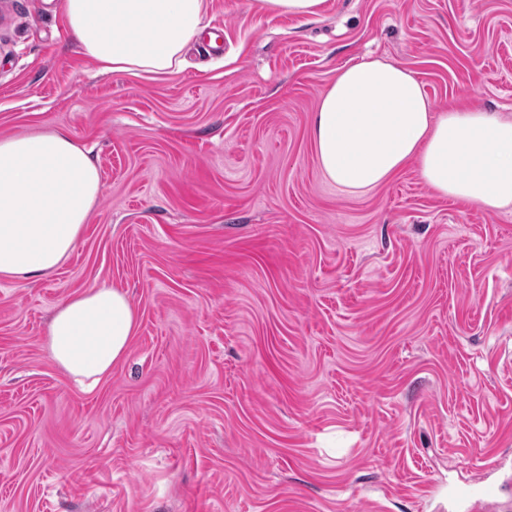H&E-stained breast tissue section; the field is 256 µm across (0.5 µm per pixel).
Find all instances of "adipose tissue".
I'll return each instance as SVG.
<instances>
[{
  "label": "adipose tissue",
  "instance_id": "adipose-tissue-1",
  "mask_svg": "<svg viewBox=\"0 0 512 512\" xmlns=\"http://www.w3.org/2000/svg\"><path fill=\"white\" fill-rule=\"evenodd\" d=\"M71 32L99 73L179 72L207 27L204 0H63ZM324 177L352 192L407 165L438 196L489 211L512 206V117L476 106L434 113L417 74L375 58L339 70L311 119ZM102 192L89 150L57 129L0 139V277L29 280L72 254ZM138 327L127 293L102 287L59 305L47 331L52 361L94 387L128 353Z\"/></svg>",
  "mask_w": 512,
  "mask_h": 512
}]
</instances>
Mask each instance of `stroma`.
<instances>
[{
	"label": "stroma",
	"instance_id": "obj_1",
	"mask_svg": "<svg viewBox=\"0 0 512 512\" xmlns=\"http://www.w3.org/2000/svg\"><path fill=\"white\" fill-rule=\"evenodd\" d=\"M161 79L98 73L62 0H0V138L67 130L103 191L72 257L0 278V512H512V208L410 166L352 194L315 163L339 69L417 72L433 111L512 115V0H205ZM126 291L93 390L49 359L56 307ZM325 2L326 0H259L265 13L304 18L320 15ZM449 495L455 500L468 503L475 500L478 503L492 506L496 503L497 489L494 485H474L465 483L449 489Z\"/></svg>",
	"mask_w": 512,
	"mask_h": 512
}]
</instances>
